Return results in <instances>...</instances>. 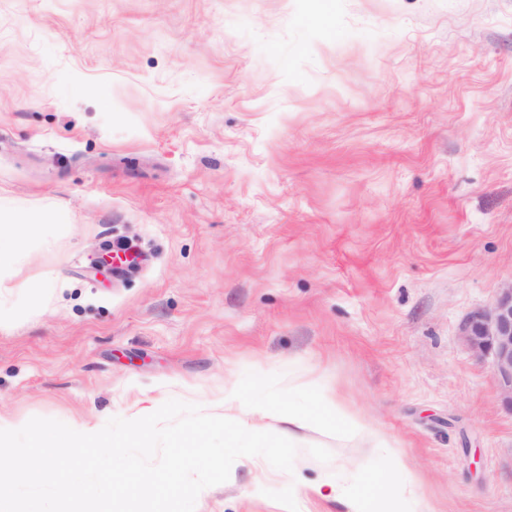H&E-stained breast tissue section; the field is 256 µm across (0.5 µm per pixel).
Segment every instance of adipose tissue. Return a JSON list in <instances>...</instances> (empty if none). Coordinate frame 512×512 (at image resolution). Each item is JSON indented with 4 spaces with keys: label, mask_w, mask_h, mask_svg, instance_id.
I'll return each mask as SVG.
<instances>
[{
    "label": "adipose tissue",
    "mask_w": 512,
    "mask_h": 512,
    "mask_svg": "<svg viewBox=\"0 0 512 512\" xmlns=\"http://www.w3.org/2000/svg\"><path fill=\"white\" fill-rule=\"evenodd\" d=\"M326 416L334 418L337 424H347L361 430L378 448H386L388 441L382 429L368 421L365 415L342 399L332 397L323 404ZM304 495L343 502L345 512H406V504H414L415 512H430L421 499L412 481L399 485L385 484L379 499L371 500L348 494L344 485L333 482L314 483L305 486Z\"/></svg>",
    "instance_id": "ef3b65f1"
}]
</instances>
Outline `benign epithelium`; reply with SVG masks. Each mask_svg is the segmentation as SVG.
<instances>
[{"instance_id":"7a95c632","label":"benign epithelium","mask_w":512,"mask_h":512,"mask_svg":"<svg viewBox=\"0 0 512 512\" xmlns=\"http://www.w3.org/2000/svg\"><path fill=\"white\" fill-rule=\"evenodd\" d=\"M461 330L475 351L490 358L502 398L512 407V284L490 308L470 313Z\"/></svg>"}]
</instances>
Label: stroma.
<instances>
[{
  "mask_svg": "<svg viewBox=\"0 0 512 512\" xmlns=\"http://www.w3.org/2000/svg\"><path fill=\"white\" fill-rule=\"evenodd\" d=\"M0 420L224 389L314 410L292 472L195 512H344L400 453L434 512H512V409L461 323L512 282V0H0ZM338 394L393 438L318 417ZM20 257V241L16 237H5L0 227V288H9L7 277Z\"/></svg>",
  "mask_w": 512,
  "mask_h": 512,
  "instance_id": "obj_1",
  "label": "stroma"
}]
</instances>
